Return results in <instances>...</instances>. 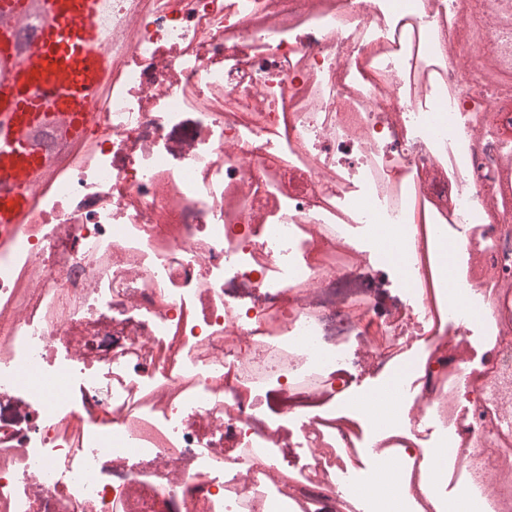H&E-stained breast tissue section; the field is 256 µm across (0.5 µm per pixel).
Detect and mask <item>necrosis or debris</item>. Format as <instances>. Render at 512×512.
<instances>
[{
	"label": "necrosis or debris",
	"mask_w": 512,
	"mask_h": 512,
	"mask_svg": "<svg viewBox=\"0 0 512 512\" xmlns=\"http://www.w3.org/2000/svg\"><path fill=\"white\" fill-rule=\"evenodd\" d=\"M393 2L133 14L0 226V512H498L471 339H512V106L462 0Z\"/></svg>",
	"instance_id": "1"
}]
</instances>
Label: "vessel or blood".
<instances>
[{
	"instance_id": "b4317fda",
	"label": "vessel or blood",
	"mask_w": 512,
	"mask_h": 512,
	"mask_svg": "<svg viewBox=\"0 0 512 512\" xmlns=\"http://www.w3.org/2000/svg\"><path fill=\"white\" fill-rule=\"evenodd\" d=\"M99 0H42L41 25L28 54L17 48L16 26L25 16L27 0H0L8 17L0 24V117L10 133L0 134V225L14 223L30 203V175L41 155L28 142L37 125H62L80 137L97 109V90L107 60L94 21Z\"/></svg>"
}]
</instances>
